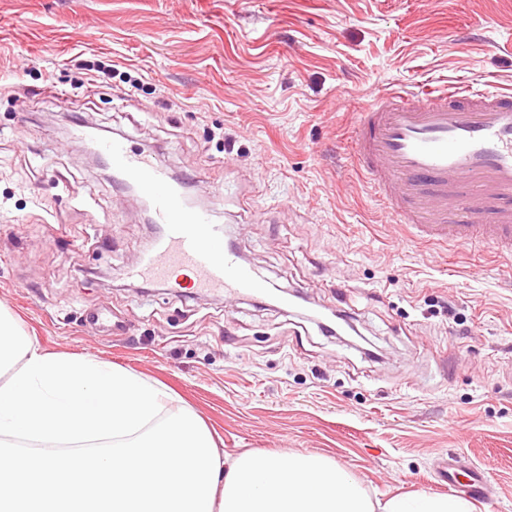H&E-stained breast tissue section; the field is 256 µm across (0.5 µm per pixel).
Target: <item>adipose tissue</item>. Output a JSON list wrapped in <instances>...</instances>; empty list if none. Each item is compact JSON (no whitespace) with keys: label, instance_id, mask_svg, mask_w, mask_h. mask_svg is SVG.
Returning <instances> with one entry per match:
<instances>
[{"label":"adipose tissue","instance_id":"ef3b65f1","mask_svg":"<svg viewBox=\"0 0 512 512\" xmlns=\"http://www.w3.org/2000/svg\"><path fill=\"white\" fill-rule=\"evenodd\" d=\"M150 380L43 352L0 307V512H471L426 493L382 500L315 454L222 459ZM63 445L21 453L17 442Z\"/></svg>","mask_w":512,"mask_h":512}]
</instances>
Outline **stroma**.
Returning a JSON list of instances; mask_svg holds the SVG:
<instances>
[{"label": "stroma", "instance_id": "35a3bbf8", "mask_svg": "<svg viewBox=\"0 0 512 512\" xmlns=\"http://www.w3.org/2000/svg\"><path fill=\"white\" fill-rule=\"evenodd\" d=\"M453 78L512 90V0H0V304L164 386L222 455H324L382 499L444 495L457 453L475 512H512V256L421 242L352 160L379 93ZM77 127L180 175L293 306L140 292L151 217ZM103 306L123 335L86 326ZM439 479L452 489L464 491L477 498L483 496L484 475L465 458L452 457L443 460L439 468Z\"/></svg>", "mask_w": 512, "mask_h": 512}]
</instances>
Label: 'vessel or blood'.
<instances>
[{"label":"vessel or blood","instance_id":"1","mask_svg":"<svg viewBox=\"0 0 512 512\" xmlns=\"http://www.w3.org/2000/svg\"><path fill=\"white\" fill-rule=\"evenodd\" d=\"M356 166L397 223L438 245L495 243L512 255V91L492 82H452L419 93L394 88L360 112ZM100 154L131 181L162 230L130 271L134 279L226 295H260L264 283L226 244L211 210L184 200L163 167L125 140ZM457 222H449V215ZM440 481L482 497L483 473L465 458L442 461Z\"/></svg>","mask_w":512,"mask_h":512}]
</instances>
